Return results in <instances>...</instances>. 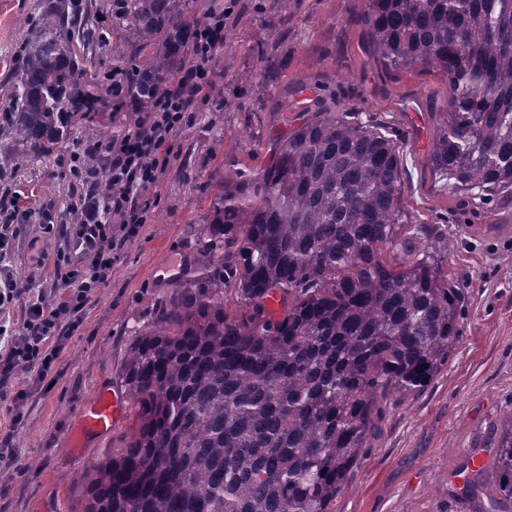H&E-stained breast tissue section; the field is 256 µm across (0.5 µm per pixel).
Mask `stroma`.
Wrapping results in <instances>:
<instances>
[{
    "label": "stroma",
    "instance_id": "35a3bbf8",
    "mask_svg": "<svg viewBox=\"0 0 512 512\" xmlns=\"http://www.w3.org/2000/svg\"><path fill=\"white\" fill-rule=\"evenodd\" d=\"M40 0H0V108L18 46ZM227 6L223 51L214 78L223 97H208L197 119L175 136L178 156L161 174L159 202L138 236L125 244L108 282L96 290L80 327L58 360L55 386L34 395L22 424L12 421L13 396L33 371L18 369L0 390V512H78L72 478L119 447L132 421L123 409L105 434L70 437L85 406L111 388L129 345L150 326L156 306L201 255V218L215 181L234 170L267 164L274 141L303 116L356 112L403 150V201L410 221L444 229L448 269L467 293L462 337L447 365L418 394L387 404L380 435L353 470L336 512H474L451 497L452 473L471 448L489 446L492 427L512 412V196L468 208L444 192L428 157L448 83L435 70L400 71L376 55L362 24L365 0H220ZM287 11L279 38L272 25ZM271 46L281 79L265 89L251 82L258 49ZM136 118L107 112L52 155L12 165L0 191L16 193L20 212L9 269L46 302L63 288L55 263L70 257L61 232L73 219L78 185L70 172L75 149L108 141Z\"/></svg>",
    "mask_w": 512,
    "mask_h": 512
}]
</instances>
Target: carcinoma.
<instances>
[{"mask_svg": "<svg viewBox=\"0 0 512 512\" xmlns=\"http://www.w3.org/2000/svg\"><path fill=\"white\" fill-rule=\"evenodd\" d=\"M203 20L196 0H42L0 157L47 155L102 112L153 111L195 64ZM362 21L389 67L448 80L429 155L444 190L475 208L512 193V0H367ZM256 77L279 78L264 49ZM84 171L109 191L103 161ZM402 181L397 142L354 112H316L265 166L213 185L203 264L129 346L116 384L133 426L73 478L81 512H335L387 403L424 389L461 337L448 238L409 223ZM496 459L500 498L483 468L455 497L480 512L512 500V412Z\"/></svg>", "mask_w": 512, "mask_h": 512, "instance_id": "carcinoma-1", "label": "carcinoma"}]
</instances>
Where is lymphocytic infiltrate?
Listing matches in <instances>:
<instances>
[{"label":"lymphocytic infiltrate","mask_w":512,"mask_h":512,"mask_svg":"<svg viewBox=\"0 0 512 512\" xmlns=\"http://www.w3.org/2000/svg\"><path fill=\"white\" fill-rule=\"evenodd\" d=\"M223 47V17L206 18L196 32V64L177 76L153 112L98 144L96 151L108 162L113 188L100 198L94 186H87L84 195L91 204L68 229L79 260L55 268L57 279L68 289L67 297L51 305L31 296L28 286L12 276L0 281V303L23 301L26 316L7 355L0 357V385L20 366L34 368L36 389L57 380L56 362L79 327L93 292L111 278L121 248L138 236L158 203L151 190L174 156L175 133L192 120L211 89L212 64Z\"/></svg>","instance_id":"lymphocytic-infiltrate-1"}]
</instances>
